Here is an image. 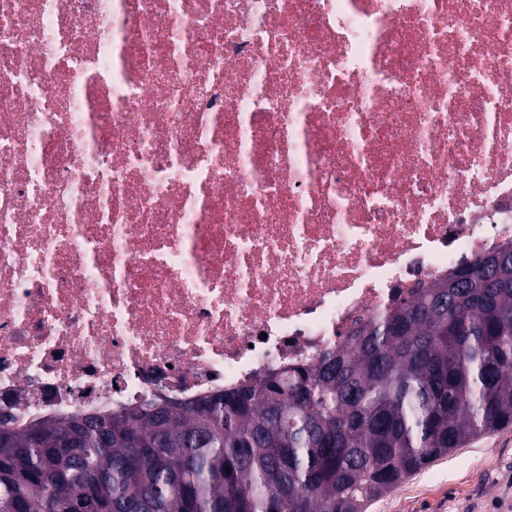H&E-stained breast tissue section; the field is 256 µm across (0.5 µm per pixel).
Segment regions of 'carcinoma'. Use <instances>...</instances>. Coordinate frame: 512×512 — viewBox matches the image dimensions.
<instances>
[{
	"label": "carcinoma",
	"instance_id": "1",
	"mask_svg": "<svg viewBox=\"0 0 512 512\" xmlns=\"http://www.w3.org/2000/svg\"><path fill=\"white\" fill-rule=\"evenodd\" d=\"M511 425L512 241L312 364L185 402L0 415V512H366Z\"/></svg>",
	"mask_w": 512,
	"mask_h": 512
}]
</instances>
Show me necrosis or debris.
Instances as JSON below:
<instances>
[{
	"mask_svg": "<svg viewBox=\"0 0 512 512\" xmlns=\"http://www.w3.org/2000/svg\"><path fill=\"white\" fill-rule=\"evenodd\" d=\"M512 236V0H0V401L314 362Z\"/></svg>",
	"mask_w": 512,
	"mask_h": 512,
	"instance_id": "4bbe7bcc",
	"label": "necrosis or debris"
}]
</instances>
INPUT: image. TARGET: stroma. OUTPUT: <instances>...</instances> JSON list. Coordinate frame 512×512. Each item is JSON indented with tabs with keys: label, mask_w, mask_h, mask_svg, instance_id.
I'll list each match as a JSON object with an SVG mask.
<instances>
[{
	"label": "stroma",
	"mask_w": 512,
	"mask_h": 512,
	"mask_svg": "<svg viewBox=\"0 0 512 512\" xmlns=\"http://www.w3.org/2000/svg\"><path fill=\"white\" fill-rule=\"evenodd\" d=\"M367 512H512V427L434 461Z\"/></svg>",
	"instance_id": "obj_1"
}]
</instances>
